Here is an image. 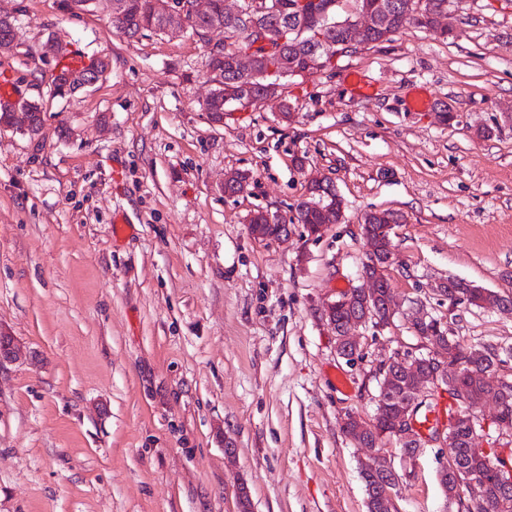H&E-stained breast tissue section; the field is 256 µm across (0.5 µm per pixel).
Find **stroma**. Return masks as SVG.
I'll return each instance as SVG.
<instances>
[{
    "mask_svg": "<svg viewBox=\"0 0 512 512\" xmlns=\"http://www.w3.org/2000/svg\"><path fill=\"white\" fill-rule=\"evenodd\" d=\"M10 2L0 72L44 125L0 129V331L22 350L0 364V512H366L341 418L372 417L377 387L337 358L321 308L358 286V224L383 209L404 217L397 298L443 314L433 288L451 277L512 296V0H457L459 38L408 26L288 79L290 120L269 105L220 124L203 107L222 33L130 40L109 0ZM50 40L109 73L56 96ZM442 102L456 123L435 119ZM233 171L250 182L229 195ZM316 175L345 221L313 239L294 218ZM259 208L287 239L251 237ZM453 328L512 347V315L461 306ZM440 458L420 457L399 512H444ZM14 9L2 8L0 3V53L9 52L16 38Z\"/></svg>",
    "mask_w": 512,
    "mask_h": 512,
    "instance_id": "35a3bbf8",
    "label": "stroma"
}]
</instances>
